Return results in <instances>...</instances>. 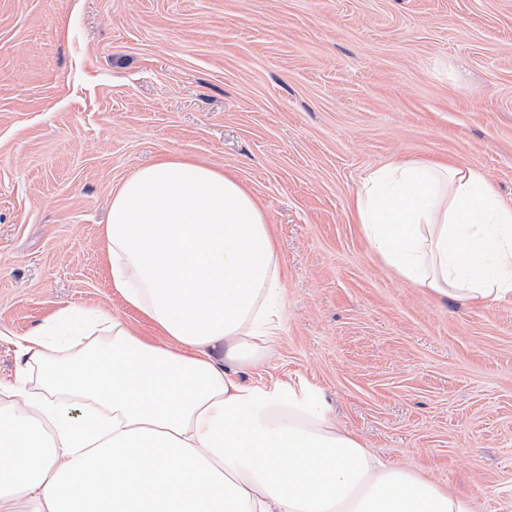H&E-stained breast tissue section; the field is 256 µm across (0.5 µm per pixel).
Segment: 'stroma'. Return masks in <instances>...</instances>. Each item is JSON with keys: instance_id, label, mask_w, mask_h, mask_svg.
I'll list each match as a JSON object with an SVG mask.
<instances>
[{"instance_id": "35a3bbf8", "label": "stroma", "mask_w": 512, "mask_h": 512, "mask_svg": "<svg viewBox=\"0 0 512 512\" xmlns=\"http://www.w3.org/2000/svg\"><path fill=\"white\" fill-rule=\"evenodd\" d=\"M174 154L236 176L277 246L279 329L240 379L512 512V296L406 281L352 207L394 158L512 201V0H0V386L63 308L168 344L113 288L103 229L114 188Z\"/></svg>"}]
</instances>
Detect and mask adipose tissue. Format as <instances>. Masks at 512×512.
I'll use <instances>...</instances> for the list:
<instances>
[{
	"instance_id": "adipose-tissue-1",
	"label": "adipose tissue",
	"mask_w": 512,
	"mask_h": 512,
	"mask_svg": "<svg viewBox=\"0 0 512 512\" xmlns=\"http://www.w3.org/2000/svg\"><path fill=\"white\" fill-rule=\"evenodd\" d=\"M355 209L402 277L486 306L512 295V204L475 169L391 161ZM113 288L168 336L63 308L16 344L0 406V512H476L382 463L292 388L241 383L276 324L278 256L239 181L165 157L113 192Z\"/></svg>"
}]
</instances>
